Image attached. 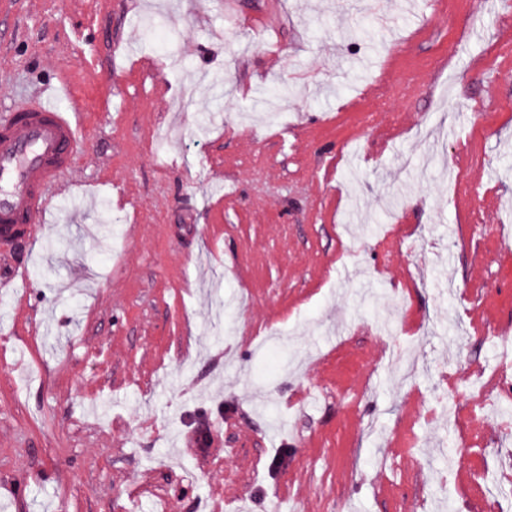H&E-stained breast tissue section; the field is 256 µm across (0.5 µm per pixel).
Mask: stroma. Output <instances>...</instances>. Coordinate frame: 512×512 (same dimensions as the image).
I'll return each instance as SVG.
<instances>
[{
    "label": "stroma",
    "instance_id": "obj_1",
    "mask_svg": "<svg viewBox=\"0 0 512 512\" xmlns=\"http://www.w3.org/2000/svg\"><path fill=\"white\" fill-rule=\"evenodd\" d=\"M508 19L0 0V116L64 70L89 131L84 202L0 267V512H512V438L435 412L512 343Z\"/></svg>",
    "mask_w": 512,
    "mask_h": 512
}]
</instances>
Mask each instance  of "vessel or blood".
<instances>
[{"label":"vessel or blood","mask_w":512,"mask_h":512,"mask_svg":"<svg viewBox=\"0 0 512 512\" xmlns=\"http://www.w3.org/2000/svg\"><path fill=\"white\" fill-rule=\"evenodd\" d=\"M66 74L48 84L40 101L0 117V265L23 267L15 253L46 222L49 188L72 194L64 176L75 168L86 127Z\"/></svg>","instance_id":"vessel-or-blood-1"}]
</instances>
